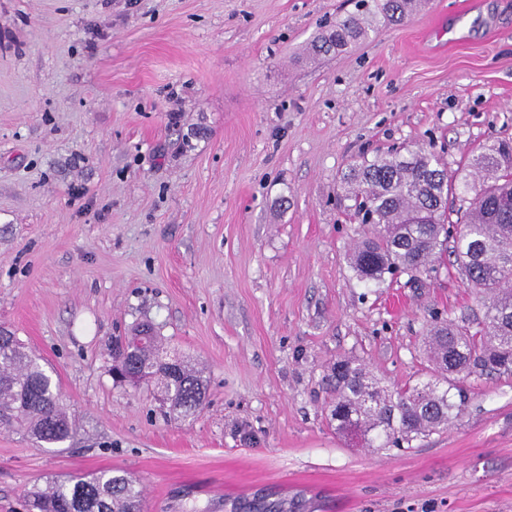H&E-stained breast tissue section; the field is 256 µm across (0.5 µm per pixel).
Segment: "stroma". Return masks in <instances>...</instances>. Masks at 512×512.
I'll return each mask as SVG.
<instances>
[{
	"label": "stroma",
	"instance_id": "obj_1",
	"mask_svg": "<svg viewBox=\"0 0 512 512\" xmlns=\"http://www.w3.org/2000/svg\"><path fill=\"white\" fill-rule=\"evenodd\" d=\"M352 0H0V326L76 424L0 426V512L74 471L139 479L147 512H512V375L473 373L448 427L351 443L325 382L425 381L435 319L485 307L452 267L375 285L341 178L394 150L456 170L512 137V0H428L319 60ZM149 320L208 381L162 416L108 347Z\"/></svg>",
	"mask_w": 512,
	"mask_h": 512
}]
</instances>
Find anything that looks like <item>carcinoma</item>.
<instances>
[{
    "mask_svg": "<svg viewBox=\"0 0 512 512\" xmlns=\"http://www.w3.org/2000/svg\"><path fill=\"white\" fill-rule=\"evenodd\" d=\"M419 0H357V12L339 16L308 48L320 57L365 40L376 17L398 24ZM460 180L474 196L464 220L452 221L448 192ZM353 190L355 214L362 217L361 241L353 252L356 277L377 285L386 276L430 275L446 252L485 302L483 328L443 320L425 336L434 381L378 395L364 402L366 367L339 359L328 379L334 393L330 418L337 432L353 424L367 442L401 447L416 437L444 429L459 411L474 370L512 375V141L500 140L448 175L431 150L419 148L362 159L345 178ZM112 363L137 382L163 384L169 408L186 418L203 408L206 387L189 362L164 354L162 337L151 323H138L112 345ZM0 423L17 424L37 443L55 445L71 438L75 424L60 402L59 386L15 334L0 328ZM26 512H144L139 483L122 470L82 476H55L45 487L24 492Z\"/></svg>",
    "mask_w": 512,
    "mask_h": 512,
    "instance_id": "1",
    "label": "carcinoma"
}]
</instances>
